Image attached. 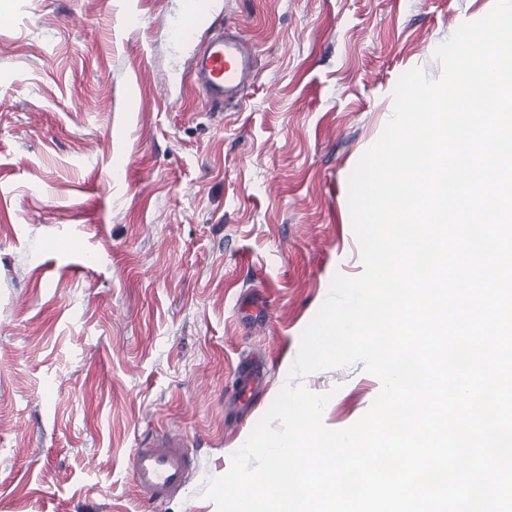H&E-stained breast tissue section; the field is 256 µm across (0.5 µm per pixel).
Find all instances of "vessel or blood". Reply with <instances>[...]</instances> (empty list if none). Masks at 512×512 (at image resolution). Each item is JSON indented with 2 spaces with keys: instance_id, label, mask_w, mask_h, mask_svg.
I'll list each match as a JSON object with an SVG mask.
<instances>
[{
  "instance_id": "vessel-or-blood-1",
  "label": "vessel or blood",
  "mask_w": 512,
  "mask_h": 512,
  "mask_svg": "<svg viewBox=\"0 0 512 512\" xmlns=\"http://www.w3.org/2000/svg\"><path fill=\"white\" fill-rule=\"evenodd\" d=\"M255 54V48L231 29L206 42L194 57L192 78L203 88L209 104L220 105L236 97L244 81L254 76ZM262 379L261 365L242 361L237 368L236 399L248 400ZM191 456L183 439L167 431L148 446L133 449L132 479L145 501L164 500L179 493L189 473Z\"/></svg>"
}]
</instances>
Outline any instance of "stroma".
Returning <instances> with one entry per match:
<instances>
[{
	"label": "stroma",
	"instance_id": "obj_1",
	"mask_svg": "<svg viewBox=\"0 0 512 512\" xmlns=\"http://www.w3.org/2000/svg\"><path fill=\"white\" fill-rule=\"evenodd\" d=\"M0 0V512H217L203 498L272 406L332 277L363 263L348 179L402 74L495 0ZM257 47L241 106L190 82L212 27ZM264 380L230 401L239 360ZM356 422L362 365L301 379ZM194 463L145 504L128 457ZM192 456L183 439L163 431L146 447L134 448L130 470L143 500H165L185 485Z\"/></svg>",
	"mask_w": 512,
	"mask_h": 512
}]
</instances>
